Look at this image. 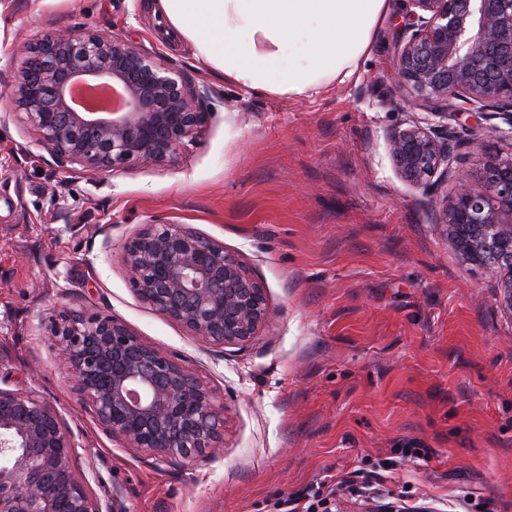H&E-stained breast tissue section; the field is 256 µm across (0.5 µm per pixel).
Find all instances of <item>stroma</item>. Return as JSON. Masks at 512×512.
Masks as SVG:
<instances>
[{
	"label": "stroma",
	"mask_w": 512,
	"mask_h": 512,
	"mask_svg": "<svg viewBox=\"0 0 512 512\" xmlns=\"http://www.w3.org/2000/svg\"><path fill=\"white\" fill-rule=\"evenodd\" d=\"M150 2L0 0V386L59 410L116 512H275L327 475L355 483L328 512H512V318L498 275L439 224L443 193L392 164L391 135L428 119L394 78L398 13L357 79L277 100L217 80ZM61 29L123 35L223 104L174 164L57 167L7 92L15 47ZM454 125L471 173L512 151L481 115ZM168 222L222 243L261 284L269 317L250 342L211 344L136 294L124 245ZM75 313L176 354L225 408L222 448L159 461L106 435L51 344L52 321ZM409 444L429 459H405Z\"/></svg>",
	"instance_id": "stroma-1"
}]
</instances>
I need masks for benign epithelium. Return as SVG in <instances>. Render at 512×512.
Listing matches in <instances>:
<instances>
[{"mask_svg": "<svg viewBox=\"0 0 512 512\" xmlns=\"http://www.w3.org/2000/svg\"><path fill=\"white\" fill-rule=\"evenodd\" d=\"M395 78L437 124H413L390 139L398 174L429 194L453 176L440 223L465 258L499 271L500 306L512 318V152L475 177L451 121L461 113L499 119L512 140V0H403ZM9 92L14 111L55 164L123 168L178 160L215 109L190 91L184 71L119 35L64 30L22 46ZM77 84L110 86L119 111L73 106ZM511 216L504 221L503 215ZM137 295L196 336L250 341L268 315L263 288L221 243L181 224H147L124 246ZM55 345L73 390L124 447L160 460L209 454L224 440V407L167 351L113 316L64 318ZM63 416L32 393L0 387V512H111L77 470Z\"/></svg>", "mask_w": 512, "mask_h": 512, "instance_id": "benign-epithelium-1", "label": "benign epithelium"}]
</instances>
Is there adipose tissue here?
<instances>
[{
  "mask_svg": "<svg viewBox=\"0 0 512 512\" xmlns=\"http://www.w3.org/2000/svg\"><path fill=\"white\" fill-rule=\"evenodd\" d=\"M165 31L224 83L283 99L352 80L389 0H158Z\"/></svg>",
  "mask_w": 512,
  "mask_h": 512,
  "instance_id": "obj_1",
  "label": "adipose tissue"
}]
</instances>
